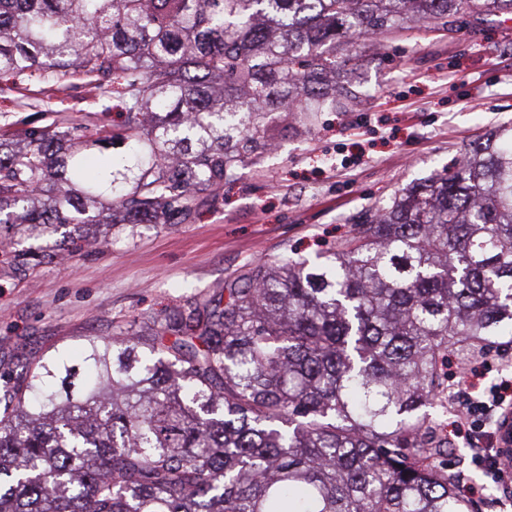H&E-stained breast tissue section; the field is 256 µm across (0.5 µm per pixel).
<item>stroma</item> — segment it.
<instances>
[{"instance_id":"stroma-1","label":"stroma","mask_w":512,"mask_h":512,"mask_svg":"<svg viewBox=\"0 0 512 512\" xmlns=\"http://www.w3.org/2000/svg\"><path fill=\"white\" fill-rule=\"evenodd\" d=\"M359 97L346 111L275 115L272 148L217 192H201L187 224H118L108 243L16 274L0 264V360L31 361L91 336H118L143 318L185 308L246 263L315 256L358 215L451 163L466 144L512 124V15L468 31L379 36L351 68ZM68 115L89 128L123 121L111 96L74 81L67 95L41 82L0 83V129L54 131ZM480 387L512 376V349L468 372L452 370L449 410L463 375Z\"/></svg>"}]
</instances>
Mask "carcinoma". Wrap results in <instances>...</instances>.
Returning a JSON list of instances; mask_svg holds the SVG:
<instances>
[{
  "label": "carcinoma",
  "instance_id": "carcinoma-1",
  "mask_svg": "<svg viewBox=\"0 0 512 512\" xmlns=\"http://www.w3.org/2000/svg\"><path fill=\"white\" fill-rule=\"evenodd\" d=\"M512 0H0V81L112 89L124 124L0 141V245L182 224L255 164L274 112L346 109L336 57L408 23L473 35ZM119 143L97 178L83 155ZM512 344V126L310 260L252 262L194 307L0 363V512H480L448 467V372Z\"/></svg>",
  "mask_w": 512,
  "mask_h": 512
}]
</instances>
